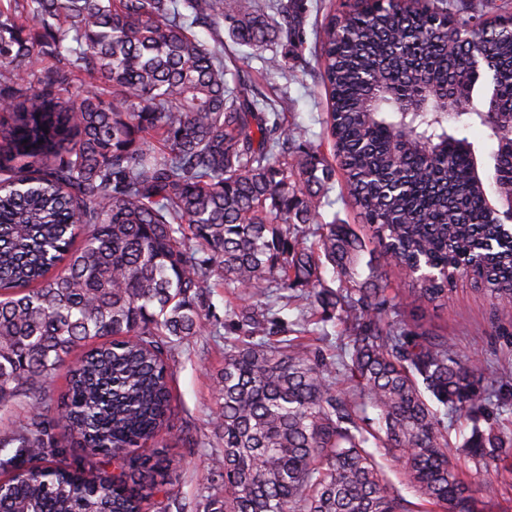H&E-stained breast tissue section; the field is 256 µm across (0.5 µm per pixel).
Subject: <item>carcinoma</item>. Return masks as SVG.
Wrapping results in <instances>:
<instances>
[{"mask_svg": "<svg viewBox=\"0 0 512 512\" xmlns=\"http://www.w3.org/2000/svg\"><path fill=\"white\" fill-rule=\"evenodd\" d=\"M0 0V512H185L142 453L173 412L168 354L202 326L203 292L241 339L215 375L222 441L195 512H478L449 457L460 416L465 457L512 473V431L486 422L500 380L450 356L411 324L383 274L395 263L419 305L464 277L512 305V234L486 198L512 196V152L494 150L490 186L464 131L512 137V17L486 22L449 0H353L311 29L334 163L284 124L285 97L256 92L198 40L227 30L265 50L306 43L303 0ZM48 38L67 69H34ZM478 59L486 84L471 69ZM98 76L111 99L84 89ZM460 108L448 112L443 98ZM496 99V117L485 118ZM152 131L161 145L146 147ZM377 249L323 223L336 172ZM332 269L338 289L323 286ZM313 303L300 329L274 309L281 289ZM339 312L345 360L302 338ZM296 336H291V333ZM66 372L65 391L55 381ZM355 379L347 398L336 376ZM374 409L377 418L368 417ZM121 463L66 465V443ZM375 448L402 460L419 503L394 491Z\"/></svg>", "mask_w": 512, "mask_h": 512, "instance_id": "cac0c4a2", "label": "carcinoma"}]
</instances>
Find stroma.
<instances>
[{
    "mask_svg": "<svg viewBox=\"0 0 512 512\" xmlns=\"http://www.w3.org/2000/svg\"><path fill=\"white\" fill-rule=\"evenodd\" d=\"M197 38L214 46L229 68L247 72L265 93L284 91L287 124L302 130L308 144L325 158L333 150L323 136L326 112L325 96L314 87L317 60L309 49L300 56H289L286 71L271 69L269 52L234 44L231 40L216 41L207 29L195 28ZM388 280L395 287L408 320H422L433 332L448 337L451 352L489 372L512 376V306L495 304L469 281H459L447 304L419 308L409 291V278L398 265L386 266ZM244 294L229 288H213L209 306L203 310V326L197 335L175 351L168 365L173 374L171 383L174 414L168 430L149 442V449H165L178 466L166 487L173 497L185 503L195 502L202 484L211 473V457L221 442L213 432L217 410L214 376L224 365V339L229 331L225 325L228 307L244 304Z\"/></svg>",
    "mask_w": 512,
    "mask_h": 512,
    "instance_id": "35a3bbf8",
    "label": "stroma"
}]
</instances>
